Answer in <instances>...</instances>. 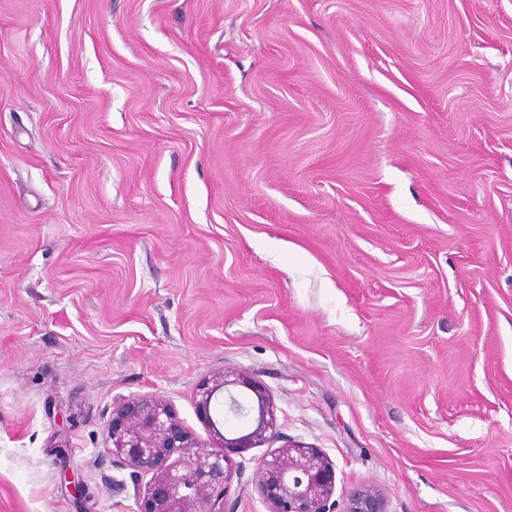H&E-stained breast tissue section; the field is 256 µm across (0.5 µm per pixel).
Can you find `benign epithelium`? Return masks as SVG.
Instances as JSON below:
<instances>
[{
  "label": "benign epithelium",
  "instance_id": "obj_1",
  "mask_svg": "<svg viewBox=\"0 0 512 512\" xmlns=\"http://www.w3.org/2000/svg\"><path fill=\"white\" fill-rule=\"evenodd\" d=\"M249 390L247 427L233 437L221 434L210 414L213 398L227 395L232 412L240 406L233 389ZM201 419L218 435V445L195 442L173 405L161 395L125 399L112 410L108 453L132 469L138 512H234L228 489L240 474L233 456H243L277 435L272 397L257 380L234 368L213 373L196 390ZM254 492L267 512H333V462L318 448L288 442L256 466ZM345 512H385L380 493L368 486L354 492Z\"/></svg>",
  "mask_w": 512,
  "mask_h": 512
}]
</instances>
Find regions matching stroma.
<instances>
[{
    "instance_id": "1",
    "label": "stroma",
    "mask_w": 512,
    "mask_h": 512,
    "mask_svg": "<svg viewBox=\"0 0 512 512\" xmlns=\"http://www.w3.org/2000/svg\"><path fill=\"white\" fill-rule=\"evenodd\" d=\"M343 512H512V0H0V512H136L123 398ZM254 492L267 512H334L333 462L318 448L288 441L256 466ZM344 512H386L380 493L368 486L354 492Z\"/></svg>"
}]
</instances>
